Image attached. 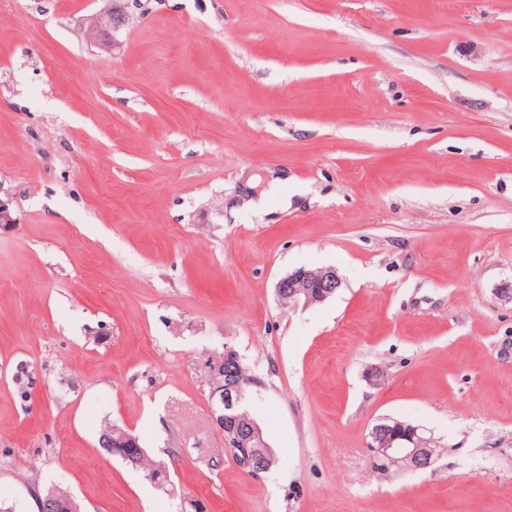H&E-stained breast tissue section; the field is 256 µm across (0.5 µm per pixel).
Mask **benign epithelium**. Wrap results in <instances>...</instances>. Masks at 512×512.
Here are the masks:
<instances>
[{"instance_id": "7a95c632", "label": "benign epithelium", "mask_w": 512, "mask_h": 512, "mask_svg": "<svg viewBox=\"0 0 512 512\" xmlns=\"http://www.w3.org/2000/svg\"><path fill=\"white\" fill-rule=\"evenodd\" d=\"M128 0H112V9L96 16L85 31L86 38L100 49L111 51L118 45L117 34L126 25L129 15ZM341 287V279L333 267L318 269L299 268L280 278L275 284V295L280 304L295 307L309 306L326 301ZM231 375L224 386L213 388L210 401L215 423L224 437V450L237 459L238 466L254 469V464L266 465L273 459V450L267 442L253 447L254 440L261 438L258 424L242 409L244 389ZM109 447L130 448L136 440L122 428L114 425L107 430ZM433 439L427 437L418 426L393 418H382L369 432L368 448L373 458L389 467L405 470H426L435 461ZM38 512H76L78 506L67 491L52 488L36 495Z\"/></svg>"}]
</instances>
